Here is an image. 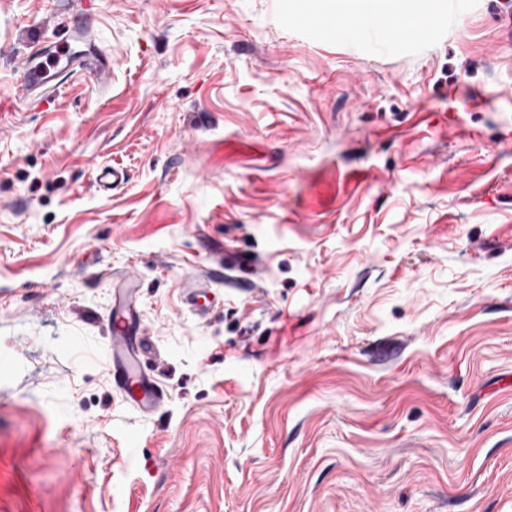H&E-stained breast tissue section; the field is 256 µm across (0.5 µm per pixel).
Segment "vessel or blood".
<instances>
[{
	"label": "vessel or blood",
	"instance_id": "vessel-or-blood-1",
	"mask_svg": "<svg viewBox=\"0 0 512 512\" xmlns=\"http://www.w3.org/2000/svg\"><path fill=\"white\" fill-rule=\"evenodd\" d=\"M96 0H74L71 14L75 21L69 26L70 39L85 42L80 53L61 47L55 55H46L42 47H34L28 54L20 75L21 85L29 98L44 99L52 91V84L63 74L90 75L103 86L112 82V56L89 43L90 35L81 18L90 11ZM111 346L106 356L109 373L117 387L125 392L131 406L141 415L154 412L164 400L162 388L145 372L137 369L141 357L147 355L149 344L141 337L135 325V314L123 298H116L109 318Z\"/></svg>",
	"mask_w": 512,
	"mask_h": 512
}]
</instances>
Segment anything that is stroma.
I'll list each match as a JSON object with an SVG mask.
<instances>
[{
	"label": "stroma",
	"instance_id": "obj_1",
	"mask_svg": "<svg viewBox=\"0 0 512 512\" xmlns=\"http://www.w3.org/2000/svg\"><path fill=\"white\" fill-rule=\"evenodd\" d=\"M393 2L380 50L336 0H102L111 85L37 103L68 0H0V512H512V0ZM108 327L111 346L106 359L112 381L125 392L137 412L148 416L163 402L164 393L156 381L136 368L141 357L149 353V344L139 335L135 314L120 295L115 298Z\"/></svg>",
	"mask_w": 512,
	"mask_h": 512
}]
</instances>
